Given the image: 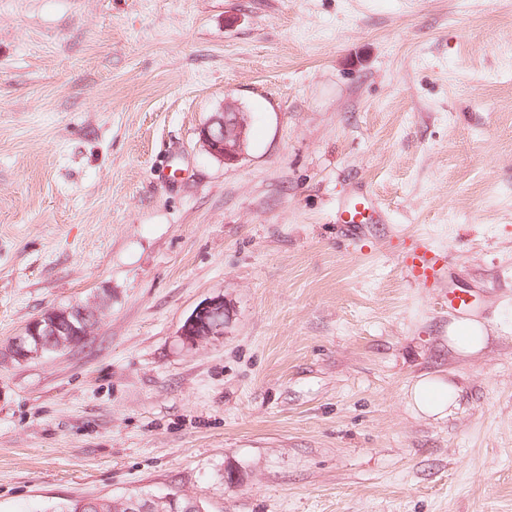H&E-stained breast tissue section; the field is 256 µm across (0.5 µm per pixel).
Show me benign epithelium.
<instances>
[{
	"label": "benign epithelium",
	"mask_w": 512,
	"mask_h": 512,
	"mask_svg": "<svg viewBox=\"0 0 512 512\" xmlns=\"http://www.w3.org/2000/svg\"><path fill=\"white\" fill-rule=\"evenodd\" d=\"M245 122L243 111L234 101L225 102L199 130V141L203 148L218 161L231 166L239 163L244 153L240 143L243 139ZM83 325L82 339L91 335V329L98 319V309L82 306L78 309L64 308L51 310L31 323L24 334L15 338L12 356L25 361L40 356L46 350L63 349L76 345L72 338L74 320ZM224 299L215 297L199 305L186 320L182 328L184 340L196 345L210 336L223 335ZM127 512H155L153 499L132 494L124 499ZM169 512H198L199 503L186 501L179 494L166 496Z\"/></svg>",
	"instance_id": "7a95c632"
}]
</instances>
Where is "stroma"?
<instances>
[{
	"instance_id": "1",
	"label": "stroma",
	"mask_w": 512,
	"mask_h": 512,
	"mask_svg": "<svg viewBox=\"0 0 512 512\" xmlns=\"http://www.w3.org/2000/svg\"><path fill=\"white\" fill-rule=\"evenodd\" d=\"M228 100L233 166L199 141ZM355 185L387 220L351 241ZM417 234L448 284L404 279ZM452 287L480 355L448 346ZM83 305L85 344L9 357ZM423 373L447 417L409 405ZM173 492L512 512V0H0V512ZM224 299L215 297L199 305L186 320L181 335L184 340L196 345L210 336L223 335ZM459 395L460 389L453 381L425 375L410 388L409 403L417 414L441 419L457 406Z\"/></svg>"
}]
</instances>
